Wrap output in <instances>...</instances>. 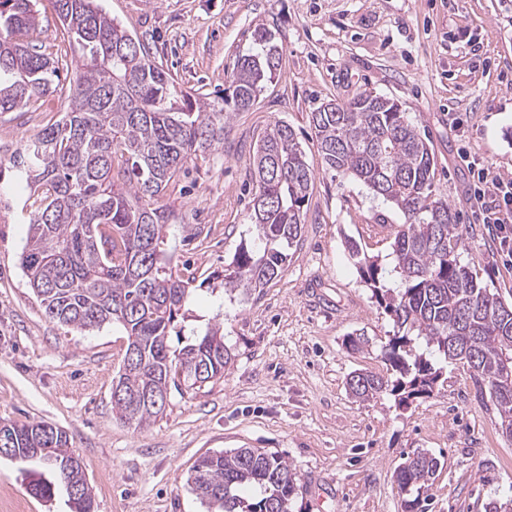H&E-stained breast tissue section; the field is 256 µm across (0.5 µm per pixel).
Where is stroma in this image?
I'll use <instances>...</instances> for the list:
<instances>
[{
  "label": "stroma",
  "mask_w": 512,
  "mask_h": 512,
  "mask_svg": "<svg viewBox=\"0 0 512 512\" xmlns=\"http://www.w3.org/2000/svg\"><path fill=\"white\" fill-rule=\"evenodd\" d=\"M138 36L177 90L227 87L237 57L269 30L282 70L255 105L233 113L224 143L188 159L157 203L169 215L164 248L177 267L223 270L250 242L251 161L275 122L296 133L313 172L304 228L288 265L261 292L228 298L198 288L195 315L219 318L234 359L223 378L171 391L144 428L112 412L127 336L110 323L82 331L50 320L21 266L33 190L13 157L63 115L71 70L40 110L0 114V421L61 428L79 457L96 512H206L187 479L203 456L233 448L280 454L301 493L293 512H406L396 471L427 450L444 467L430 512H485L512 495V439L467 365L445 366L431 396L409 405L384 393L359 402L353 371L386 374L381 348L395 327L362 282L347 245L390 252L403 216L363 183L326 166L311 113L371 91L398 101L429 143L434 189L462 226V262L512 302V255L475 199L467 159L512 179V0H99ZM371 350L352 352L350 334ZM30 464L0 456V499L25 512H69L29 490Z\"/></svg>",
  "instance_id": "35a3bbf8"
}]
</instances>
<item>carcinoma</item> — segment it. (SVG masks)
I'll return each mask as SVG.
<instances>
[{
  "label": "carcinoma",
  "instance_id": "obj_1",
  "mask_svg": "<svg viewBox=\"0 0 512 512\" xmlns=\"http://www.w3.org/2000/svg\"><path fill=\"white\" fill-rule=\"evenodd\" d=\"M73 46L76 84L65 115L25 145L14 165L40 190L30 212L22 266L46 315L93 330L109 322L127 332L133 362L115 381L112 411L144 427L163 413L170 388H201L224 377L232 362L219 323H208L178 350L169 345L189 318L195 274L178 273L160 244L169 215L151 207L193 155L224 143V112L249 110L281 69L278 47L264 29L235 62L220 100L179 94L149 49L98 5V0H46ZM39 0H0V112L20 111L55 91L57 61L23 36L39 26ZM312 125L327 166L352 177L404 216L387 258L348 242L371 298L397 331L382 346L391 375L353 372L349 393L367 401L388 392L399 403L430 396L454 360L470 364L478 390L488 389L503 433L512 438V304L483 285L460 259L457 216L436 197V162L397 101L364 91L339 107L322 105ZM257 183L253 244L240 247L219 282L224 293L250 295L276 280L303 229L312 182L292 128L274 123L253 157ZM14 435V459L36 462L31 491L51 501L66 493L64 469L74 453L66 433L40 438L42 423H0ZM441 460L427 451L407 457L396 473L400 491L416 494L406 508L424 512L421 490ZM211 512H292L295 474L279 454L234 448L201 459L188 478ZM71 512L95 509L83 483Z\"/></svg>",
  "mask_w": 512,
  "mask_h": 512
}]
</instances>
